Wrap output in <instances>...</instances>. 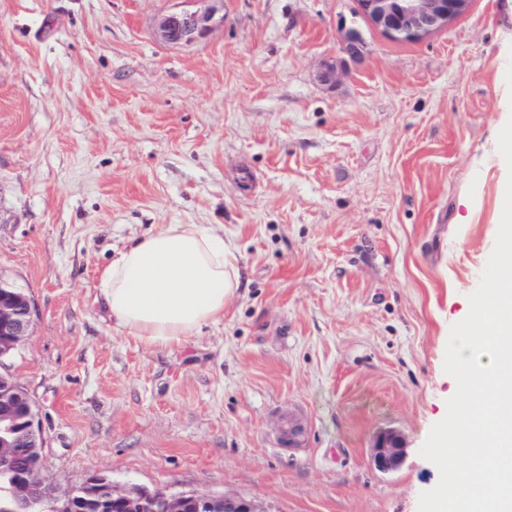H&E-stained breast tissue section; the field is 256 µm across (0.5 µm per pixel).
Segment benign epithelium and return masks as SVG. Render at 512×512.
Segmentation results:
<instances>
[{"label":"benign epithelium","instance_id":"obj_1","mask_svg":"<svg viewBox=\"0 0 512 512\" xmlns=\"http://www.w3.org/2000/svg\"><path fill=\"white\" fill-rule=\"evenodd\" d=\"M181 7L158 16L155 37L167 45H191L210 32L223 0H179ZM470 0H356L358 13L377 31L395 41H416L448 27L468 8ZM34 306L30 297L0 279V423L13 438H37L39 423L34 404L16 378L5 371L6 362L30 336ZM304 426L288 416L280 429L281 441L298 446ZM407 458V446L396 430L377 433L371 442L370 459L383 473L398 471ZM11 512H33L35 505L51 504V512H111L124 504L126 512H270L264 502L246 495L212 494L199 491H167L155 495H133L118 489L106 476L88 477L79 489L50 494L41 470L31 467L12 484Z\"/></svg>","mask_w":512,"mask_h":512}]
</instances>
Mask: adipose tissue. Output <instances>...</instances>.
<instances>
[{"instance_id":"obj_1","label":"adipose tissue","mask_w":512,"mask_h":512,"mask_svg":"<svg viewBox=\"0 0 512 512\" xmlns=\"http://www.w3.org/2000/svg\"><path fill=\"white\" fill-rule=\"evenodd\" d=\"M237 287L234 246L198 224H165L136 240L96 285L117 326L153 346L184 342L222 319Z\"/></svg>"}]
</instances>
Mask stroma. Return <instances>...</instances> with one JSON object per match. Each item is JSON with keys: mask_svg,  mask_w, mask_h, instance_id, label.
<instances>
[{"mask_svg": "<svg viewBox=\"0 0 512 512\" xmlns=\"http://www.w3.org/2000/svg\"><path fill=\"white\" fill-rule=\"evenodd\" d=\"M175 5L0 0V278L35 308L9 366L45 483L418 512L439 481L420 449L456 391L450 329L498 230L512 0H471L413 42L368 28L355 0H224L223 22L183 46L154 35ZM163 224L232 242L239 286L223 320L158 347L95 285ZM288 412L302 447L279 441ZM385 429L408 448L393 473L369 458Z\"/></svg>", "mask_w": 512, "mask_h": 512, "instance_id": "stroma-1", "label": "stroma"}]
</instances>
